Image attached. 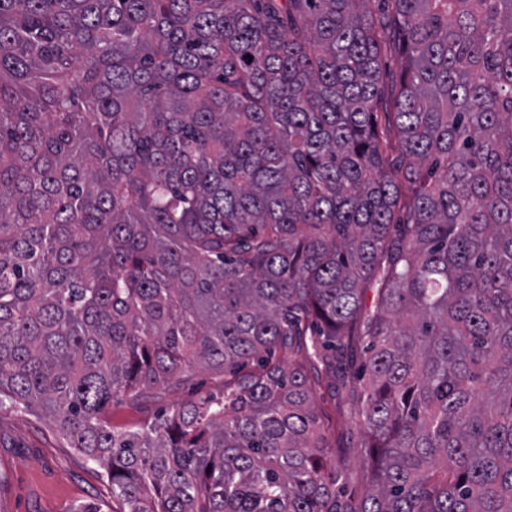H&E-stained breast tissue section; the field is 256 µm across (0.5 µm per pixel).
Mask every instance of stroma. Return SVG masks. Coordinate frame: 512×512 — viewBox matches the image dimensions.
I'll use <instances>...</instances> for the list:
<instances>
[{
  "label": "stroma",
  "instance_id": "35a3bbf8",
  "mask_svg": "<svg viewBox=\"0 0 512 512\" xmlns=\"http://www.w3.org/2000/svg\"><path fill=\"white\" fill-rule=\"evenodd\" d=\"M224 391L219 370L195 368L148 392L133 391L112 400L105 416L127 428L155 421L178 405ZM317 407L330 445L343 449L339 465L354 498L371 491L368 455L361 446L360 393L353 387H320ZM114 512L111 486L96 463L67 446L40 415L0 407V512Z\"/></svg>",
  "mask_w": 512,
  "mask_h": 512
}]
</instances>
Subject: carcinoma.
Wrapping results in <instances>:
<instances>
[{
	"mask_svg": "<svg viewBox=\"0 0 512 512\" xmlns=\"http://www.w3.org/2000/svg\"><path fill=\"white\" fill-rule=\"evenodd\" d=\"M196 366L249 371L105 420ZM6 402L119 512H512V0H0ZM224 393V372L195 368L149 392L133 391L112 400L105 416L112 426L127 428L155 421L176 405ZM316 401L329 444L344 448L338 463L345 476L346 489L355 499H362L371 492V485L367 451L360 448V392L350 385L333 393L323 381L317 389Z\"/></svg>",
	"mask_w": 512,
	"mask_h": 512,
	"instance_id": "carcinoma-1",
	"label": "carcinoma"
}]
</instances>
